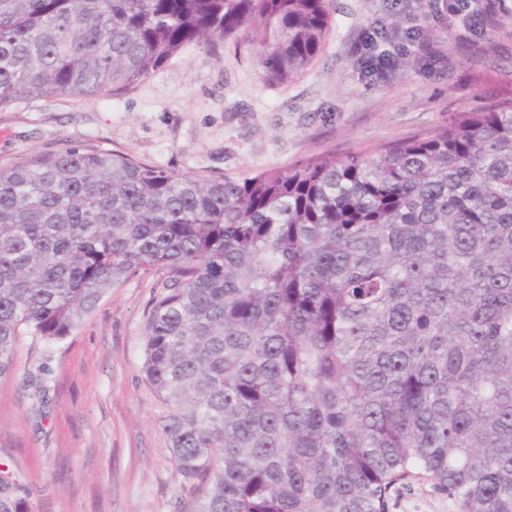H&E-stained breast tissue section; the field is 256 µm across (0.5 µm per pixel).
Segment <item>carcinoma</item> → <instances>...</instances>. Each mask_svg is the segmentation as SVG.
I'll return each instance as SVG.
<instances>
[{
  "label": "carcinoma",
  "mask_w": 512,
  "mask_h": 512,
  "mask_svg": "<svg viewBox=\"0 0 512 512\" xmlns=\"http://www.w3.org/2000/svg\"><path fill=\"white\" fill-rule=\"evenodd\" d=\"M330 0H0V106L116 95L235 37L283 84ZM155 274L142 371L190 512H512V97L255 175L68 147L0 166V377ZM386 512H457L448 495L437 491L430 481L404 480L389 492Z\"/></svg>",
  "instance_id": "carcinoma-1"
}]
</instances>
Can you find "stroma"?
I'll return each instance as SVG.
<instances>
[{
  "label": "stroma",
  "mask_w": 512,
  "mask_h": 512,
  "mask_svg": "<svg viewBox=\"0 0 512 512\" xmlns=\"http://www.w3.org/2000/svg\"><path fill=\"white\" fill-rule=\"evenodd\" d=\"M512 0H332L325 46L302 75L266 81L232 40L191 44L122 94L58 95L0 107V164L62 147L128 153L172 172L231 176L325 152H377L447 124L512 86ZM396 50L387 79L358 60L366 30ZM154 275L111 288L53 349L22 338L0 378V512H188L190 497L141 370ZM386 512H457L430 481L404 480Z\"/></svg>",
  "instance_id": "obj_1"
}]
</instances>
